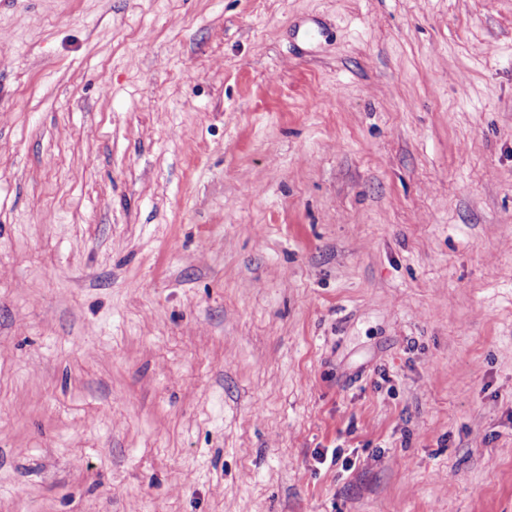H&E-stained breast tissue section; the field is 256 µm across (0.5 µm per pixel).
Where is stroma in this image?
Segmentation results:
<instances>
[{"label": "stroma", "mask_w": 512, "mask_h": 512, "mask_svg": "<svg viewBox=\"0 0 512 512\" xmlns=\"http://www.w3.org/2000/svg\"><path fill=\"white\" fill-rule=\"evenodd\" d=\"M0 512H512V0H0Z\"/></svg>", "instance_id": "35a3bbf8"}]
</instances>
